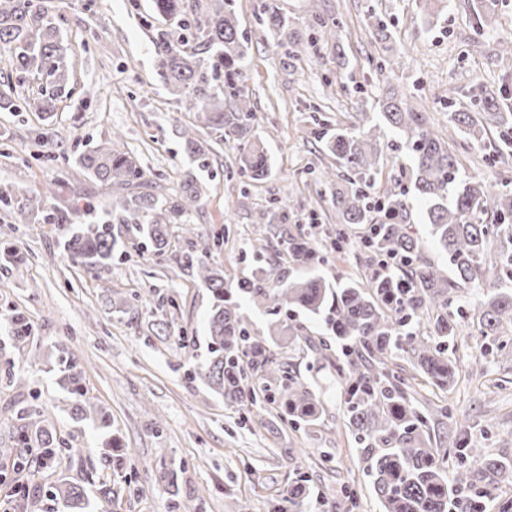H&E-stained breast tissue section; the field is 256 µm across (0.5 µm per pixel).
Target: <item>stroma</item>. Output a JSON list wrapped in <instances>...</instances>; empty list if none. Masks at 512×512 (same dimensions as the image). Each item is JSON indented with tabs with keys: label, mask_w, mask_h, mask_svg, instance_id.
Segmentation results:
<instances>
[{
	"label": "stroma",
	"mask_w": 512,
	"mask_h": 512,
	"mask_svg": "<svg viewBox=\"0 0 512 512\" xmlns=\"http://www.w3.org/2000/svg\"><path fill=\"white\" fill-rule=\"evenodd\" d=\"M63 21L64 45L74 66V86L53 121L34 109L0 112V187L42 186L67 177L70 189L89 193L100 210L112 206L114 191L89 179L69 158L91 139L120 131L147 178L175 194L186 171H195L204 193L188 221L171 227V246L160 257L129 248L111 270L94 273L61 256L54 224H16L0 209V243L12 246L18 262L0 264V503L19 512H65L53 494L59 477L83 485L92 512H175V502L195 512H268L271 499L287 496L295 472L308 473L300 512H313L317 495H341L351 488L356 512H380L364 474L356 444L342 426L343 402L335 373L318 376L315 390L327 408L314 431L294 429L276 410L240 421L234 408L203 377L207 356L210 294L179 259L206 252L207 260L234 278L250 263L246 240L268 239V256L278 271H289L274 230L258 223L259 210L275 197H291L292 221L317 220L333 227L330 194L316 184L313 170L334 168L316 136L320 120L344 119L354 109V86L375 96L378 79L372 58L382 48L368 26L376 13L388 25L403 55L391 83L415 96L429 124L448 131L449 102L466 103L476 86L512 92V58L498 41L512 37V0H499L494 30L477 33L471 0H440L439 15L424 23L420 0H320L344 23L341 49L312 46L304 20L311 0H278L295 34L287 57L255 15L256 0H233L249 39L246 85L257 110L259 133L272 172L243 185L233 144L212 141L207 165L196 169L178 132L192 120L156 75L149 32L142 24L151 0H55ZM46 139L51 159L22 162L11 145ZM236 200L226 209L227 200ZM362 224L348 231L350 245L330 251L320 268L329 283L354 280L364 272L356 245ZM224 245L207 250L216 235ZM33 324L31 338L13 344L6 328L11 311ZM467 358L458 363V382L444 394L420 389L422 400L448 407L433 438L512 457V358L485 355L472 318L461 321ZM192 349L181 345L183 337ZM78 357L86 397L109 416L114 453H127L120 474L100 460L92 421L75 420L72 398L55 368L58 343ZM34 405L65 446L56 463L38 474L18 469V412ZM175 472L168 483L163 473ZM113 488L102 497L100 484Z\"/></svg>",
	"instance_id": "35a3bbf8"
}]
</instances>
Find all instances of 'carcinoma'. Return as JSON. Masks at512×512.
<instances>
[{
	"label": "carcinoma",
	"mask_w": 512,
	"mask_h": 512,
	"mask_svg": "<svg viewBox=\"0 0 512 512\" xmlns=\"http://www.w3.org/2000/svg\"><path fill=\"white\" fill-rule=\"evenodd\" d=\"M54 0H0V51L9 54L19 80L29 75L44 84L34 108L52 117L58 102L71 92L72 65L60 36V17ZM153 14L162 26L145 21L152 32L156 71L168 93L182 97L183 107L195 122L183 128L185 153L203 168L209 143L197 137L199 129L237 147L241 176L249 182L268 178L270 162L257 133L258 119L250 100L244 62L248 40L231 0H152ZM477 27L498 22L497 0H476ZM262 25L275 37L283 55L291 53L288 17L277 0H261ZM368 25L380 42L391 38L387 24L368 15ZM309 43L340 45L342 22L312 6L304 22ZM356 111L349 122L336 123L322 136L324 150L336 157L342 174L320 170L315 181L331 192L336 210L335 235L346 237L352 224H365L362 238L365 263L374 267L388 255L404 260L397 271L380 277L370 273L359 282L331 285L316 273L327 261L312 229L288 231L290 201L273 200L259 218L277 226L276 236L292 263L306 275L290 278L276 271L267 257L268 241L254 238L249 270L235 285L224 272L192 252L182 255L184 268L196 274L210 293L206 378L216 392L235 407L242 421L268 404L283 409L288 421L306 430L316 426L324 405L301 374L285 369L273 352L270 337L286 336L292 346L308 343V369L329 365L340 380L344 422L359 446L373 493L381 512H484L494 490L512 480V459L495 457L482 448H456L457 464L448 477V447L433 444L431 423L448 417V407L422 406L412 399V383L394 373L387 361L405 356L417 376L432 388L448 391L456 381L455 344L458 319L464 315L459 292L474 288L487 297L478 311L479 333L486 351L502 352L500 327L512 323V192L494 190L481 180L462 178L459 145L488 148V159L512 156V113L502 112L504 100L483 91L471 105L448 104V137L432 130L425 113L408 96L391 86L372 102L355 87ZM380 112L389 129L399 135L413 190L380 195L374 192L380 173L381 126L369 125L364 106ZM85 174L116 190L109 220L95 224L70 223V215L91 210L88 199L72 195L71 205L46 210L42 198L66 190L55 182L42 191L0 189L17 224H56L63 231V256L96 273L108 271L124 247L143 241L155 255L169 247V225L184 223L197 207L203 188L193 173L185 176L178 195L168 197L145 178L138 158L121 147L112 133L74 157ZM424 204L430 235L448 257L454 276L431 262L418 237L412 235L415 202ZM263 310L275 320L263 334L253 328L243 305ZM301 311L322 319L328 335L319 340L303 334L304 326L291 322ZM17 344L29 338L31 325L17 311L7 322ZM56 367L76 415L93 421L100 431L103 460L114 471L123 468L125 454H112L109 420L102 409L85 400L76 355L58 346ZM26 430L38 439V467L56 460L60 441L46 428L42 411L33 405L20 411ZM307 478L299 475L293 494L269 503L270 512H296L307 493ZM55 496L68 512H84L88 496L83 486L58 480Z\"/></svg>",
	"instance_id": "1"
}]
</instances>
